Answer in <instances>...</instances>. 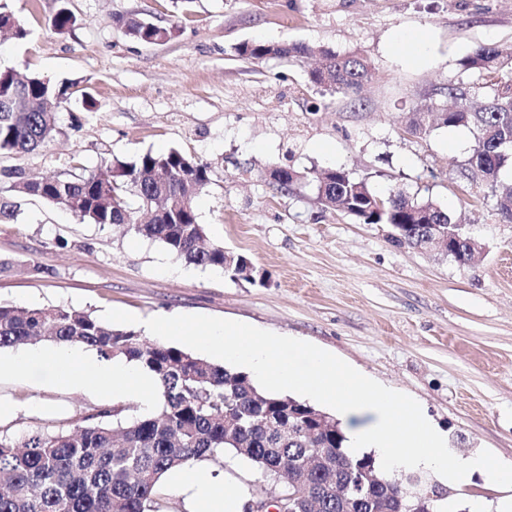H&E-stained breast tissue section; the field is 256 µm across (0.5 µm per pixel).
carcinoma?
Here are the masks:
<instances>
[{
  "mask_svg": "<svg viewBox=\"0 0 512 512\" xmlns=\"http://www.w3.org/2000/svg\"><path fill=\"white\" fill-rule=\"evenodd\" d=\"M125 35L158 44L174 37L140 13L121 19ZM74 24L61 7L49 27L63 33ZM24 40L30 31L0 3V28ZM247 61L300 60L313 52L301 43L252 40L234 47ZM322 65L309 73L323 94L356 92L371 77L370 63L357 55L320 50ZM463 70L489 81L491 94L474 109L479 86L462 80L448 85L455 107L437 113L438 124L470 125L476 144L469 167L494 186L499 170L512 159V49L480 45L465 57ZM66 94L38 76L0 69V152H28L56 132V108ZM211 166L177 149L147 151L133 161L115 159L95 172L64 178L16 176L0 194L40 197L83 221L119 226L162 243L176 257L220 268L235 281L245 278L242 254L224 257V245L208 238L198 223L195 201L210 183ZM272 186L293 196L311 186L326 209L340 210L361 224H393V242L418 247L427 225L441 224L453 247L445 255L464 264L472 257L469 231L455 216L427 199L403 190L382 194L366 180L340 169L299 171L288 165ZM42 342L89 347L104 359H123L150 372L160 386V407L153 413L111 423L108 414L69 431L35 432L21 441L0 434V512H164L162 479L169 471L196 461L230 454L250 462L265 480L278 483L286 498L302 485L308 501L296 499L292 512H343L336 489L347 490L352 512H398L388 484L361 483L367 454L346 452L342 427L321 426L315 407L291 396L263 392L243 372L213 364L174 346L148 345L133 331L114 329L90 313L61 306L18 309L0 305V349ZM329 464L311 467L319 452Z\"/></svg>",
  "mask_w": 512,
  "mask_h": 512,
  "instance_id": "carcinoma-1",
  "label": "carcinoma"
}]
</instances>
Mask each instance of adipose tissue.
I'll return each instance as SVG.
<instances>
[{
  "instance_id": "1",
  "label": "adipose tissue",
  "mask_w": 512,
  "mask_h": 512,
  "mask_svg": "<svg viewBox=\"0 0 512 512\" xmlns=\"http://www.w3.org/2000/svg\"><path fill=\"white\" fill-rule=\"evenodd\" d=\"M143 326L153 335H192L195 343L243 366L253 378L279 390L300 389L335 407L351 421L348 446L361 456L378 449L387 468L428 470L451 485H461L472 474L489 469L485 457L449 459L443 433L415 404L395 391L380 386L325 352L232 324L188 328L183 321L163 316L144 318ZM34 364L50 365L56 381L68 388L95 386L113 397L139 395L152 407L158 392L155 378L140 366L123 360L90 363L84 347L60 344L17 352L7 363L9 372ZM191 493L195 512H241V492L232 485L203 480L195 474L180 475Z\"/></svg>"
}]
</instances>
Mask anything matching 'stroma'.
Returning a JSON list of instances; mask_svg holds the SVG:
<instances>
[{
  "mask_svg": "<svg viewBox=\"0 0 512 512\" xmlns=\"http://www.w3.org/2000/svg\"><path fill=\"white\" fill-rule=\"evenodd\" d=\"M30 31L0 33V68L66 84L51 141L28 153L0 154L4 174L65 176L178 149L210 163L196 200L211 241L246 255L261 281H234L217 268L186 264L161 243L122 228L80 221L39 198H13L0 222V303L64 306L122 330L132 315L191 324L228 322L322 349L418 404L452 455L512 462V218L501 187L466 179L476 141L470 126L408 130L423 104L448 106L459 62L480 45L512 48V0H6ZM75 23L48 27L60 5ZM139 12L177 24L174 38L146 44L124 35L120 16ZM426 41L422 62L393 50L403 32ZM300 42L372 65L361 93L324 97L308 80L313 60L235 57L243 41ZM95 106L84 109L83 96ZM310 171L340 168L379 192L397 188L432 198L461 217L482 249L462 265L437 251L392 242L385 224H362L322 207L312 189L285 196L265 181V165ZM0 430L14 437L67 431L105 410L141 415L137 396L59 386L49 366L0 377ZM203 476L248 490L261 481L249 462L196 461ZM512 497V485L474 474L454 497Z\"/></svg>",
  "mask_w": 512,
  "mask_h": 512,
  "instance_id": "1",
  "label": "stroma"
}]
</instances>
